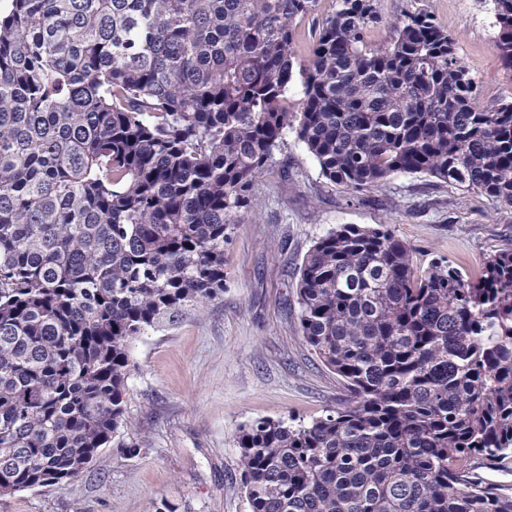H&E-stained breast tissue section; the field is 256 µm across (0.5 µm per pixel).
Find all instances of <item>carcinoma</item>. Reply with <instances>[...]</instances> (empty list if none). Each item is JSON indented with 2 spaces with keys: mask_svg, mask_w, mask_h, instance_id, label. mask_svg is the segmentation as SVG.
<instances>
[{
  "mask_svg": "<svg viewBox=\"0 0 512 512\" xmlns=\"http://www.w3.org/2000/svg\"><path fill=\"white\" fill-rule=\"evenodd\" d=\"M10 0L0 12V496L79 477L120 429L133 343L224 293V244L293 132L356 193L426 174L512 207V100L377 0ZM512 74V0H493ZM299 332L350 390L238 448L250 512H512V247L413 269L384 224L305 255Z\"/></svg>",
  "mask_w": 512,
  "mask_h": 512,
  "instance_id": "carcinoma-1",
  "label": "carcinoma"
}]
</instances>
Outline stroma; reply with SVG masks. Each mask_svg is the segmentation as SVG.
I'll use <instances>...</instances> for the list:
<instances>
[{"label": "stroma", "instance_id": "obj_1", "mask_svg": "<svg viewBox=\"0 0 512 512\" xmlns=\"http://www.w3.org/2000/svg\"><path fill=\"white\" fill-rule=\"evenodd\" d=\"M387 42L405 14L429 13L457 39L477 81V103L512 98L494 49L489 0H378ZM224 246V293L174 325L139 337L123 396V443L103 449L66 486L0 497V512H249L237 437L261 418L304 422L349 397L298 331L296 272L311 246L340 224L387 225L416 271L448 261L477 275L512 247V208L424 174H398L380 190L330 184L288 134Z\"/></svg>", "mask_w": 512, "mask_h": 512}]
</instances>
